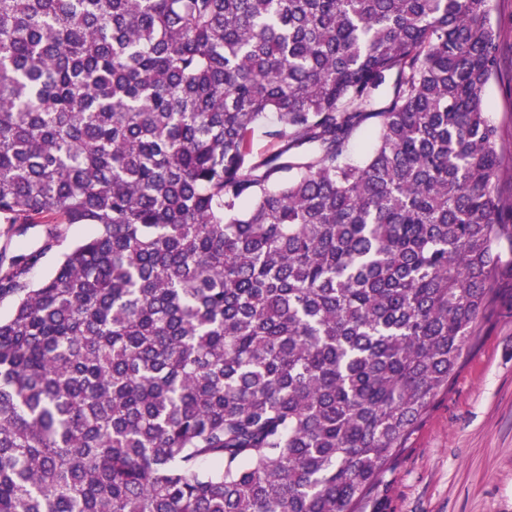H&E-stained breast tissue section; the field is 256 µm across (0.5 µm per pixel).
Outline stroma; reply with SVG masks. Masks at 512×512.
<instances>
[{
	"label": "stroma",
	"mask_w": 512,
	"mask_h": 512,
	"mask_svg": "<svg viewBox=\"0 0 512 512\" xmlns=\"http://www.w3.org/2000/svg\"><path fill=\"white\" fill-rule=\"evenodd\" d=\"M494 21L505 37L500 69L482 91L503 148L512 147V0H496ZM82 231L65 228L62 242L43 251L45 229L8 236L0 250L40 252L29 278L51 275ZM359 512H512V277L503 276L490 309L478 319L448 389L389 461Z\"/></svg>",
	"instance_id": "1"
}]
</instances>
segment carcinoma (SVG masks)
<instances>
[{"instance_id":"carcinoma-1","label":"carcinoma","mask_w":512,"mask_h":512,"mask_svg":"<svg viewBox=\"0 0 512 512\" xmlns=\"http://www.w3.org/2000/svg\"><path fill=\"white\" fill-rule=\"evenodd\" d=\"M500 50L491 0H0V224L94 229L0 259V512H358L512 270ZM63 230V241L51 251L43 254L32 267L29 274L31 282L37 283L51 275L63 254L72 246V244L89 233L88 229L77 230L74 227H68Z\"/></svg>"}]
</instances>
